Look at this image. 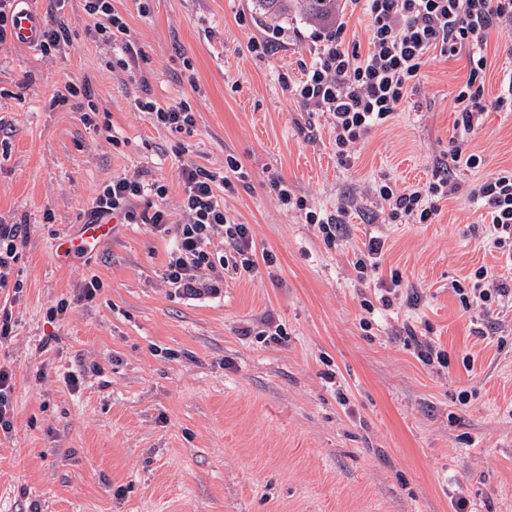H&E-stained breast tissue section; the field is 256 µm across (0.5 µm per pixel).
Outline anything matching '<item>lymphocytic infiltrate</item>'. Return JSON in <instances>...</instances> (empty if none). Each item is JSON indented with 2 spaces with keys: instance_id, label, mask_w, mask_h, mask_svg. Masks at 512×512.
I'll list each match as a JSON object with an SVG mask.
<instances>
[{
  "instance_id": "1",
  "label": "lymphocytic infiltrate",
  "mask_w": 512,
  "mask_h": 512,
  "mask_svg": "<svg viewBox=\"0 0 512 512\" xmlns=\"http://www.w3.org/2000/svg\"><path fill=\"white\" fill-rule=\"evenodd\" d=\"M342 8L366 17L367 48L350 43L345 22L337 21L319 35L311 61L302 66L301 80L287 87L305 107L326 116L342 164H350L356 148L374 128L389 125L409 92L423 81L432 58L467 56L468 77L451 99L456 128L473 131L483 112L512 107V73L504 77L496 98L484 94L485 49L491 34L512 33V0H342ZM83 10L95 33L117 45L119 66L127 72L135 70L141 51L128 40V24L115 12L112 0H83ZM135 107L150 113L157 125L175 131L195 124L184 102L160 103L143 97L136 99ZM246 177L241 161L231 154L220 175L198 167L181 168L183 220L177 224L163 207L133 209L144 191L165 198L166 185H148L140 177L118 174L93 199L89 221L136 220L159 235L173 237L162 274L165 282L189 296L216 295L223 290L225 277L252 278L261 268L276 265L271 251L257 250L251 225L238 222L224 204L223 193L235 192ZM269 183L282 205L314 225L327 246L342 240L340 218L318 210L281 178L271 177ZM372 192L387 218L400 224L433 223L443 201L466 197L481 211L483 247L512 267V169L488 173L471 186L442 169L420 188L400 189L383 179ZM29 235L28 224H0V290L22 291L23 282L14 278L13 269ZM450 286L464 310L480 309L487 318L512 298V284L484 265L452 280Z\"/></svg>"
}]
</instances>
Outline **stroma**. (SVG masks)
I'll list each match as a JSON object with an SVG mask.
<instances>
[{
  "label": "stroma",
  "instance_id": "obj_1",
  "mask_svg": "<svg viewBox=\"0 0 512 512\" xmlns=\"http://www.w3.org/2000/svg\"><path fill=\"white\" fill-rule=\"evenodd\" d=\"M112 5L143 52L142 82L116 67L81 0H31L42 22L66 24L60 51L0 42V221L31 226L23 290L0 291L14 322L0 365L16 375L13 430L0 433V512H453L458 495L471 512H512V306L496 318L500 346L475 334L448 287L498 264L469 231L479 212L453 198L436 223L391 224L371 193L384 177L424 185L440 160L458 180H478L450 159L466 55L430 61L392 123L345 167L326 117L281 83L300 78L314 25L263 19L253 0ZM276 30L303 37L265 56L250 50ZM66 76L91 84L94 126L74 103H53ZM144 94L188 101L194 127L155 125L134 107ZM462 147L486 171L512 168V112L483 113ZM230 154L248 178L224 203L276 254L274 274L227 280L217 295L175 293L162 278L171 241L144 224L119 225L91 252L59 251L113 175L166 184L165 198L147 194L136 207L162 205L177 222L181 167L220 175ZM274 176L324 213L345 204L343 242L326 246L283 208ZM377 235L387 252L363 283L353 262ZM394 268L403 298L365 314L361 300ZM93 277L95 298L80 299ZM63 300L67 313L49 320ZM268 320L284 339L257 338ZM419 338L444 349L448 366L420 361ZM74 370L84 373L76 389L65 382Z\"/></svg>",
  "mask_w": 512,
  "mask_h": 512
}]
</instances>
